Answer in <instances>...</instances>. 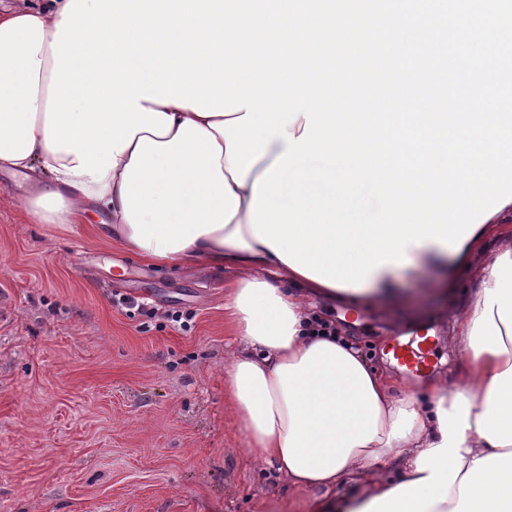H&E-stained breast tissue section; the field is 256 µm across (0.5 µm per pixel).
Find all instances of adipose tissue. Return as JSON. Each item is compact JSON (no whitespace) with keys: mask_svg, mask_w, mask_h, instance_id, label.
<instances>
[{"mask_svg":"<svg viewBox=\"0 0 512 512\" xmlns=\"http://www.w3.org/2000/svg\"><path fill=\"white\" fill-rule=\"evenodd\" d=\"M236 22L224 0L0 12V170L44 172L33 223L95 204L145 261L240 270L224 398L306 512H512V249L451 314L457 367L408 394L320 313H389L411 267H468L512 210V114L310 112L276 78L225 80ZM377 177L392 223L346 220Z\"/></svg>","mask_w":512,"mask_h":512,"instance_id":"obj_1","label":"adipose tissue"}]
</instances>
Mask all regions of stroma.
Masks as SVG:
<instances>
[{"label":"stroma","instance_id":"stroma-1","mask_svg":"<svg viewBox=\"0 0 512 512\" xmlns=\"http://www.w3.org/2000/svg\"><path fill=\"white\" fill-rule=\"evenodd\" d=\"M29 188L0 171V512H302L224 401L237 270L144 261L92 206L66 230L30 223ZM467 277L439 299L431 271L409 274L398 328L346 311L370 363L389 367L400 330L447 331Z\"/></svg>","mask_w":512,"mask_h":512}]
</instances>
